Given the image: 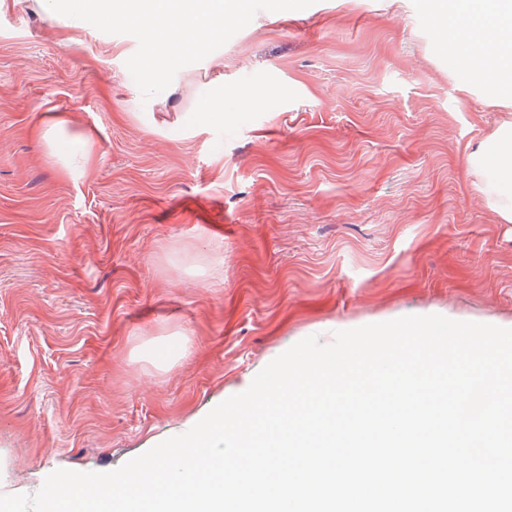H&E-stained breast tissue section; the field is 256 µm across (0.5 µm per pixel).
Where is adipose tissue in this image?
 Returning a JSON list of instances; mask_svg holds the SVG:
<instances>
[{"label":"adipose tissue","mask_w":512,"mask_h":512,"mask_svg":"<svg viewBox=\"0 0 512 512\" xmlns=\"http://www.w3.org/2000/svg\"><path fill=\"white\" fill-rule=\"evenodd\" d=\"M426 10L439 32L456 29L465 48L466 66L456 73L458 87L469 93L478 76L493 71L491 102L512 110V0H427ZM471 172L483 181V195L503 222H512V122L494 127L468 153Z\"/></svg>","instance_id":"ef3b65f1"}]
</instances>
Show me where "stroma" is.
Returning <instances> with one entry per match:
<instances>
[{
    "label": "stroma",
    "mask_w": 512,
    "mask_h": 512,
    "mask_svg": "<svg viewBox=\"0 0 512 512\" xmlns=\"http://www.w3.org/2000/svg\"><path fill=\"white\" fill-rule=\"evenodd\" d=\"M137 47L0 0V494L120 467L312 335L512 325V223L466 158L501 113L420 0L259 11L147 100ZM219 78L259 105H212ZM49 114L94 132L87 162L48 155Z\"/></svg>",
    "instance_id": "obj_1"
}]
</instances>
